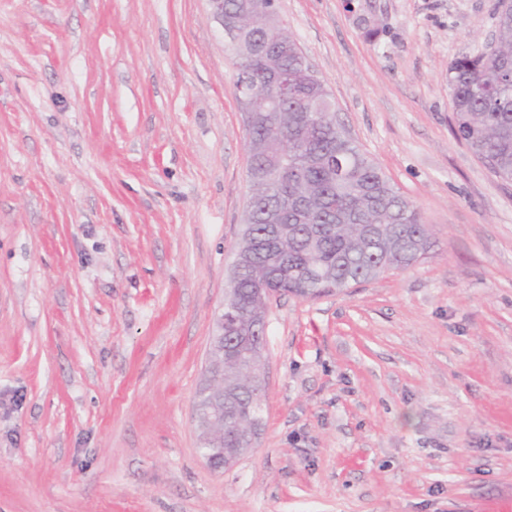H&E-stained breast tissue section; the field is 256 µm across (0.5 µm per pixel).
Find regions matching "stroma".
Returning a JSON list of instances; mask_svg holds the SVG:
<instances>
[{
  "label": "stroma",
  "mask_w": 512,
  "mask_h": 512,
  "mask_svg": "<svg viewBox=\"0 0 512 512\" xmlns=\"http://www.w3.org/2000/svg\"><path fill=\"white\" fill-rule=\"evenodd\" d=\"M495 6L279 0L436 248L271 298L260 436L216 472L194 399L250 195L235 55L206 0H0V512H512V180L448 89Z\"/></svg>",
  "instance_id": "35a3bbf8"
}]
</instances>
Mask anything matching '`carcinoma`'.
Masks as SVG:
<instances>
[{
	"mask_svg": "<svg viewBox=\"0 0 512 512\" xmlns=\"http://www.w3.org/2000/svg\"><path fill=\"white\" fill-rule=\"evenodd\" d=\"M244 0H225L224 13L246 29L253 41L263 27L242 10ZM495 38L498 62L487 66L476 56H463L448 66L454 134L477 156L494 159L493 172L512 178V0H499ZM288 73L291 91L276 111L268 110L269 70L265 61H242L256 88L250 110L253 124L244 127L250 157L265 162L263 150L284 164L279 185H251L255 206L250 234L236 250L251 256L238 272L231 307L224 314L250 317L261 288H283L304 300L340 293L389 270L416 264L434 246L417 207L402 195L381 169L329 116L332 105L324 86L314 84L297 40L288 36L276 56ZM282 214L276 231L265 214ZM265 349H250L241 363L230 359L216 375L233 386L225 399L227 419L218 436L257 400L251 375L265 364Z\"/></svg>",
	"mask_w": 512,
	"mask_h": 512,
	"instance_id": "cac0c4a2",
	"label": "carcinoma"
}]
</instances>
